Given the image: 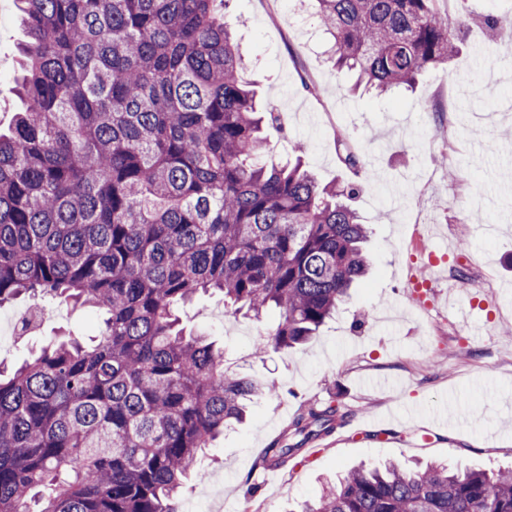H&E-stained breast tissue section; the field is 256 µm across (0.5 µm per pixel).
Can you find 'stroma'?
Listing matches in <instances>:
<instances>
[{
  "label": "stroma",
  "mask_w": 512,
  "mask_h": 512,
  "mask_svg": "<svg viewBox=\"0 0 512 512\" xmlns=\"http://www.w3.org/2000/svg\"><path fill=\"white\" fill-rule=\"evenodd\" d=\"M276 0H231L226 19L245 57L246 79L261 106L279 115L268 130L270 156L287 161L302 143L320 184L341 181L336 153L346 136L378 172L354 206L372 233L368 276L302 348L255 357L260 336L278 320L255 322L224 310L217 296L198 297L183 323L211 337L224 365L274 383L256 399L245 423L199 457L204 481L189 482L186 500L207 512H293L317 497L329 479L363 464L443 461L480 469L512 467V56L496 37L471 24L472 13L496 10L495 0H457L449 21L461 32V51L448 65L425 72L414 91L391 97L350 93V72L326 60L318 27L273 23ZM14 0H0V124L17 108L20 33ZM311 75L315 93L301 87ZM449 151L447 166L435 155ZM440 264L422 269L431 307L412 295L408 276L419 248ZM29 306L0 307V362L17 363L57 336L98 330L89 309L59 300L38 333L11 336L12 318ZM335 401L349 418L331 437L263 481L259 459L307 401ZM429 440H422V429Z\"/></svg>",
  "instance_id": "1"
}]
</instances>
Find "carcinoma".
I'll list each match as a JSON object with an SVG mask.
<instances>
[{
	"label": "carcinoma",
	"mask_w": 512,
	"mask_h": 512,
	"mask_svg": "<svg viewBox=\"0 0 512 512\" xmlns=\"http://www.w3.org/2000/svg\"><path fill=\"white\" fill-rule=\"evenodd\" d=\"M227 0H16L23 107L0 131V305L59 299L103 315L0 370V512H181L198 456L274 385L224 368L179 311L219 294L278 322L255 354L306 343L368 268L352 206L375 178L320 186L267 159ZM336 68L378 96L448 64L437 0H313ZM491 31L512 15L478 14ZM348 414L309 404L266 449L281 466ZM300 512H512V469L354 468Z\"/></svg>",
	"instance_id": "obj_1"
}]
</instances>
